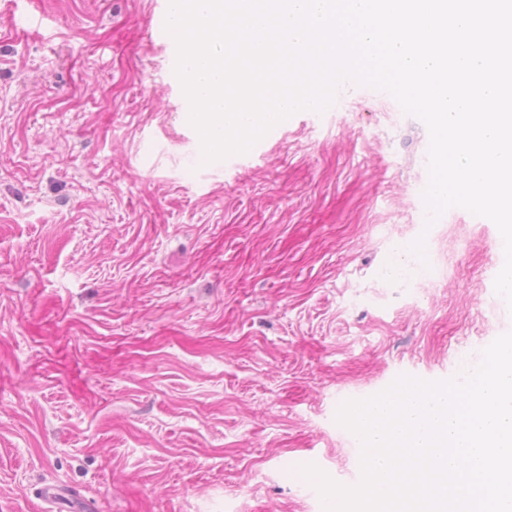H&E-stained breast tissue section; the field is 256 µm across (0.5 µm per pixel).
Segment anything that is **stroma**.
I'll return each instance as SVG.
<instances>
[{"mask_svg": "<svg viewBox=\"0 0 512 512\" xmlns=\"http://www.w3.org/2000/svg\"><path fill=\"white\" fill-rule=\"evenodd\" d=\"M165 10L0 0V512H326L299 469L360 482L344 402L512 330L496 225L418 222L421 120L347 81L203 161Z\"/></svg>", "mask_w": 512, "mask_h": 512, "instance_id": "stroma-1", "label": "stroma"}]
</instances>
